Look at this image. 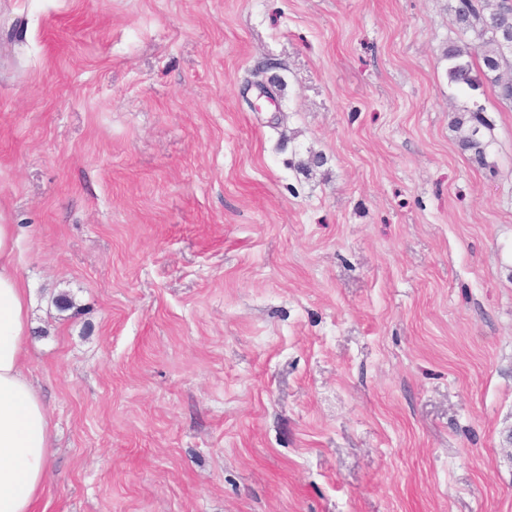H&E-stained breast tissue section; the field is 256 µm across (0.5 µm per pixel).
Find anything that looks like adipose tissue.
<instances>
[{
    "label": "adipose tissue",
    "mask_w": 512,
    "mask_h": 512,
    "mask_svg": "<svg viewBox=\"0 0 512 512\" xmlns=\"http://www.w3.org/2000/svg\"><path fill=\"white\" fill-rule=\"evenodd\" d=\"M17 225L0 223V512H37L51 422L26 371L31 297L16 268Z\"/></svg>",
    "instance_id": "ef3b65f1"
}]
</instances>
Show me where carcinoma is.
Here are the masks:
<instances>
[{
	"mask_svg": "<svg viewBox=\"0 0 512 512\" xmlns=\"http://www.w3.org/2000/svg\"><path fill=\"white\" fill-rule=\"evenodd\" d=\"M454 13L458 23L474 33L475 43L448 48V81L457 86H476L473 58L479 49L482 53L480 74L496 89L500 100L512 102V88L501 83L504 72L512 71V0H497L489 12L485 0H457ZM464 112L466 115L454 120L457 128L465 129L461 145L471 152L472 162L483 165L488 147L484 131L491 130V124L484 116L486 108L475 104L465 108Z\"/></svg>",
	"mask_w": 512,
	"mask_h": 512,
	"instance_id": "obj_1",
	"label": "carcinoma"
}]
</instances>
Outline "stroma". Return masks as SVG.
I'll use <instances>...</instances> for the list:
<instances>
[{"label":"stroma","mask_w":512,"mask_h":512,"mask_svg":"<svg viewBox=\"0 0 512 512\" xmlns=\"http://www.w3.org/2000/svg\"><path fill=\"white\" fill-rule=\"evenodd\" d=\"M455 4L0 0L38 512H512V104ZM462 112H466L467 118L466 115H462L454 120L457 129L466 127L465 135L461 138V145L465 150L471 152L472 162L485 165L488 143L484 140V131L491 130V124L484 116L486 108L474 104L472 108L466 107Z\"/></svg>","instance_id":"obj_1"}]
</instances>
